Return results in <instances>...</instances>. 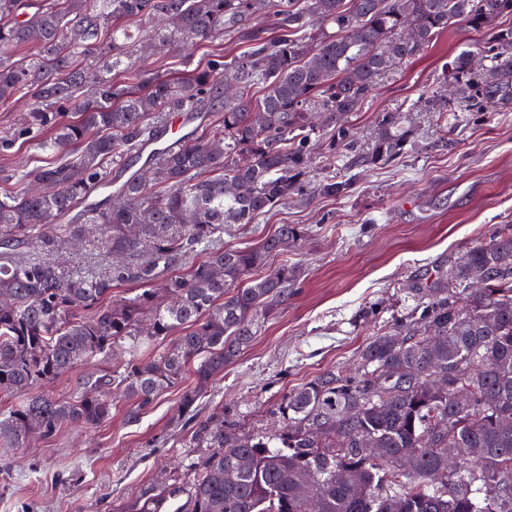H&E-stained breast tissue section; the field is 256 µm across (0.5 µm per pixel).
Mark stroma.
Listing matches in <instances>:
<instances>
[{"label":"stroma","instance_id":"35a3bbf8","mask_svg":"<svg viewBox=\"0 0 512 512\" xmlns=\"http://www.w3.org/2000/svg\"><path fill=\"white\" fill-rule=\"evenodd\" d=\"M487 38L461 23L448 27L383 74L362 110L346 116L357 151L367 152L381 116L404 108L409 138L399 161L357 169L349 197L291 202L225 233L226 242L244 248L281 224L312 229L299 246L270 258L273 267L301 268L299 291L202 394L200 416L222 405L243 432L271 430L290 390L332 368L358 369L370 338L409 312L422 274L462 256L495 225L512 224V102L448 128L419 105L443 91L446 67L459 53ZM217 48L233 56L246 45L217 37L150 64L178 76ZM192 383L188 377L183 386ZM183 386L161 392L134 423L120 397L111 419L95 429L65 423L27 447L0 445V512H142L144 486L186 483L199 451L185 447L187 429L171 421Z\"/></svg>","mask_w":512,"mask_h":512}]
</instances>
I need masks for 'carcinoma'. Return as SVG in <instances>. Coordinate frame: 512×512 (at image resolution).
<instances>
[{
    "instance_id": "cac0c4a2",
    "label": "carcinoma",
    "mask_w": 512,
    "mask_h": 512,
    "mask_svg": "<svg viewBox=\"0 0 512 512\" xmlns=\"http://www.w3.org/2000/svg\"><path fill=\"white\" fill-rule=\"evenodd\" d=\"M265 13L275 31L244 35L240 55L214 54L181 78L149 68L150 43L186 49ZM509 15L512 0H0V103L29 106L0 154L21 142L47 155L13 169L0 194V394L21 398L0 414V443L96 428L114 388L134 423L191 373L173 420L208 453L186 488L143 491L150 512L184 491L190 512H305L309 494L318 512H512V428L500 427L512 419V224L422 279L411 312L363 347L358 373L328 370L289 391L280 430L244 433L224 406L203 419L197 409L295 295L299 269L270 257L310 234L282 224L242 249L224 242L226 228L292 199L349 196L353 175L313 179L315 146L342 145L351 170L397 159L407 131L401 109L386 112L372 151L356 153L338 116L360 111L382 74L449 25L481 32ZM477 54L488 64L475 66ZM453 69L465 111L512 100V28ZM424 107L458 121L443 94ZM171 111L198 122L180 146L153 149L130 174L108 171L158 142ZM23 239L49 256L80 241L109 262L85 273L24 260ZM122 285L136 294L112 298ZM117 350L123 370L83 378L69 399L32 393Z\"/></svg>"
}]
</instances>
